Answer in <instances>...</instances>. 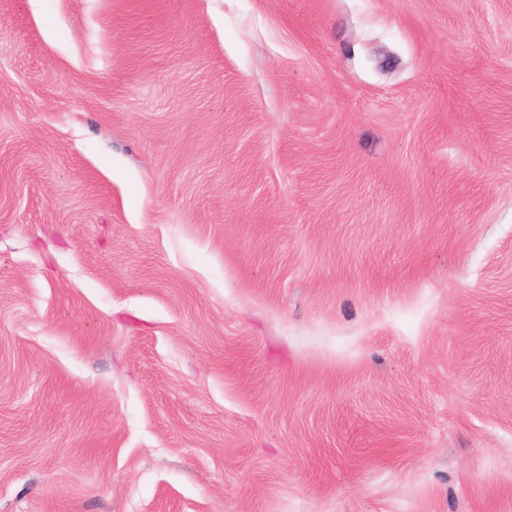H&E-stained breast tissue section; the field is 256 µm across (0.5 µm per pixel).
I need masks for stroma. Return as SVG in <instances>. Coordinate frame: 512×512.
I'll use <instances>...</instances> for the list:
<instances>
[{
  "label": "stroma",
  "instance_id": "obj_1",
  "mask_svg": "<svg viewBox=\"0 0 512 512\" xmlns=\"http://www.w3.org/2000/svg\"><path fill=\"white\" fill-rule=\"evenodd\" d=\"M0 512H512V0H0Z\"/></svg>",
  "mask_w": 512,
  "mask_h": 512
}]
</instances>
